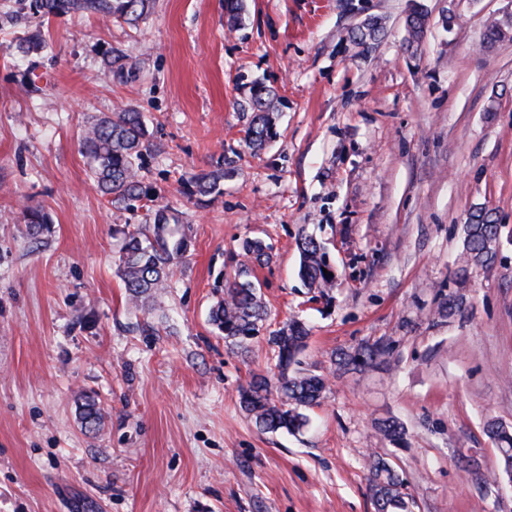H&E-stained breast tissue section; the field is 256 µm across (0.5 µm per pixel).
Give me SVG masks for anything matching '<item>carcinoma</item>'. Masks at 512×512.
Segmentation results:
<instances>
[{"label":"carcinoma","instance_id":"1","mask_svg":"<svg viewBox=\"0 0 512 512\" xmlns=\"http://www.w3.org/2000/svg\"><path fill=\"white\" fill-rule=\"evenodd\" d=\"M36 13L50 17H101L137 24L151 9V0H34ZM227 25L233 29L241 21V0H224ZM413 43L419 44L427 32L424 10L414 4L407 16ZM381 27L367 31L353 30L346 41L361 51L369 50L383 36ZM46 47L42 25L28 28L16 43L25 57L40 53ZM99 76L108 81L129 82L137 79L138 68L122 48L109 47L102 53ZM273 89L256 85L251 92L253 118L245 132V143L251 150L262 148L273 129ZM81 152L91 182L105 201L114 208L128 209L135 203L147 208L148 223L132 228L126 224L122 235L118 275L131 303L141 308L149 305L153 293L167 287V282L182 264L188 250L189 237L184 231L183 213L156 204V187L143 173L144 156L155 148L142 113L130 105L95 116L80 138ZM224 182V157L220 156L206 169L192 173L187 183L191 196L201 203L220 193ZM22 218L33 238L49 230L51 219L44 208L30 205ZM463 243L459 271L493 265L498 253L491 242L499 240L500 225L484 207L469 213L463 225ZM300 262L298 277L310 291L324 297L336 285V269L330 262L326 247L311 236L298 240ZM272 247L259 238H246L240 245L241 262L234 274L225 278L224 297L210 312V321L224 341L241 350L256 337L266 317V308L255 283L250 279L252 268L269 263ZM308 329L293 320L268 337L273 347L275 365L272 374L252 376L239 390L240 407L262 431L298 432L307 423L303 410L316 405L330 388L329 379L302 367L301 356L306 348ZM390 354L382 342L365 343L340 361L345 366L368 367ZM79 416L82 424L97 427L101 413L94 398L84 397ZM487 436L499 450L501 467L512 463V430L502 428L500 421L488 419L484 424ZM380 432L393 443L404 440V428L396 421L380 424ZM370 490L378 512H409L410 502L403 496L404 480L385 459L369 455L365 458Z\"/></svg>","mask_w":512,"mask_h":512}]
</instances>
